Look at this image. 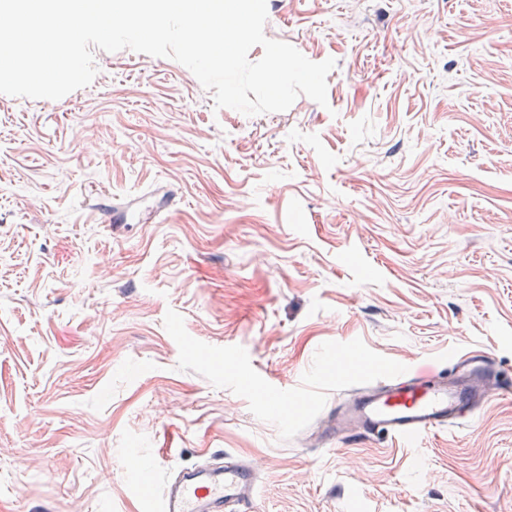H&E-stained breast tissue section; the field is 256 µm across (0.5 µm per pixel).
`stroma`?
<instances>
[{
  "mask_svg": "<svg viewBox=\"0 0 512 512\" xmlns=\"http://www.w3.org/2000/svg\"><path fill=\"white\" fill-rule=\"evenodd\" d=\"M267 38L332 58L327 106L215 109L175 60L95 50L58 100L0 94V512H141L217 451L256 512H512V394L419 457L327 445L335 393L283 441L177 368L167 311L298 387L324 342L512 373V0H267ZM164 188L151 224L96 195ZM138 194H130L125 197H112L110 199L97 200L93 209L97 214L100 224H129L130 220L139 217L138 222L146 224L151 221L150 214H143L138 207Z\"/></svg>",
  "mask_w": 512,
  "mask_h": 512,
  "instance_id": "35a3bbf8",
  "label": "stroma"
}]
</instances>
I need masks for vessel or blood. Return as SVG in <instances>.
Returning a JSON list of instances; mask_svg holds the SVG:
<instances>
[{"instance_id": "b4317fda", "label": "vessel or blood", "mask_w": 512, "mask_h": 512, "mask_svg": "<svg viewBox=\"0 0 512 512\" xmlns=\"http://www.w3.org/2000/svg\"><path fill=\"white\" fill-rule=\"evenodd\" d=\"M139 197L97 200L93 209L100 223L126 224L136 219L148 223L141 213ZM466 373L452 377L446 369L409 365L407 372L383 381L362 385L339 404L336 425L327 441L352 436L396 443L414 451L427 433L474 420L490 389L512 391V376L492 360L471 352L465 355ZM259 474L248 460L232 455L187 468L168 479L162 490H139L144 512H252Z\"/></svg>"}]
</instances>
